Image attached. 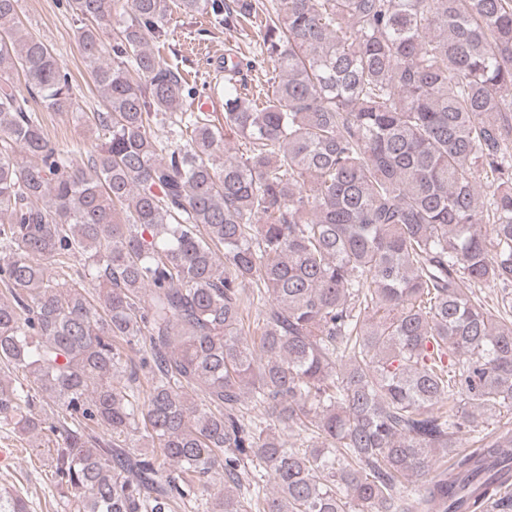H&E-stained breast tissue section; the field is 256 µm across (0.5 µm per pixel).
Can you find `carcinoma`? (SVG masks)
Masks as SVG:
<instances>
[{
    "mask_svg": "<svg viewBox=\"0 0 512 512\" xmlns=\"http://www.w3.org/2000/svg\"><path fill=\"white\" fill-rule=\"evenodd\" d=\"M175 2L278 71L222 128L177 112L169 0H67L89 113L0 0V364L33 383L0 377V423L51 432L78 512H174L218 469L205 512H512V0ZM44 110L91 127L87 162ZM129 355L132 361L129 363L127 372L123 373L121 377V384H127L131 381V384L139 390L141 399L146 398L151 387L150 375L146 369L141 368L140 354L130 352ZM130 374H132L131 378Z\"/></svg>",
    "mask_w": 512,
    "mask_h": 512,
    "instance_id": "carcinoma-1",
    "label": "carcinoma"
}]
</instances>
